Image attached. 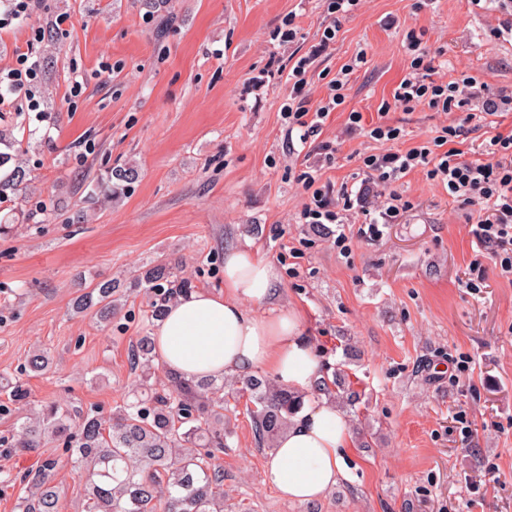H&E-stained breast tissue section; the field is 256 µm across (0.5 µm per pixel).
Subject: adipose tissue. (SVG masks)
<instances>
[{
    "label": "adipose tissue",
    "mask_w": 512,
    "mask_h": 512,
    "mask_svg": "<svg viewBox=\"0 0 512 512\" xmlns=\"http://www.w3.org/2000/svg\"><path fill=\"white\" fill-rule=\"evenodd\" d=\"M275 267L251 246L224 254V290L180 297L154 329L159 366L188 378L247 376L263 370L305 393L302 409L269 451L263 481L288 500L323 499L347 477L352 435L343 409L312 397L320 363L295 309L257 314L280 292Z\"/></svg>",
    "instance_id": "ef3b65f1"
}]
</instances>
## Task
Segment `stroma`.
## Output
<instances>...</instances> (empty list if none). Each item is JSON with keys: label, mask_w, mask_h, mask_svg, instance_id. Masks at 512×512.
I'll use <instances>...</instances> for the list:
<instances>
[{"label": "stroma", "mask_w": 512, "mask_h": 512, "mask_svg": "<svg viewBox=\"0 0 512 512\" xmlns=\"http://www.w3.org/2000/svg\"><path fill=\"white\" fill-rule=\"evenodd\" d=\"M289 19L296 39L275 40ZM509 20L512 0H360L311 67L316 103L344 64L367 58L324 122L334 152L322 183L359 189L360 153L381 149L346 133L348 111L369 127L390 104L401 151L480 112L477 97L463 112L392 107L408 36L433 55L435 79L468 74L512 95V36L499 32ZM327 23L323 0H164L156 15L138 0H40L0 29V74L22 53L40 65L39 112L10 94L0 105V128L25 141L18 158L30 174L26 198L0 205L19 217L0 238V378L29 393L0 416V441L15 439L34 405L109 416L132 393L129 355L149 329L137 270L170 263L193 288L217 290L225 250L249 242L281 280L257 313H302L315 353L343 366L361 395L346 410L358 431L348 480L322 500L291 502L264 483L267 451L236 412L217 461L224 512H512V283L490 265L484 288L466 287L481 253L467 228L474 207L419 169L394 184L411 209L373 237L359 235L364 218L352 212L320 234L296 221L307 147L292 143L282 110L293 63ZM260 74L266 83L253 87ZM117 167L138 180L91 195ZM100 275L123 284L106 324L71 312L76 280ZM38 350L52 358L47 372L28 368ZM49 456L60 460L59 512H82L86 476L53 443L0 457V512H18L26 474Z\"/></svg>", "instance_id": "1"}]
</instances>
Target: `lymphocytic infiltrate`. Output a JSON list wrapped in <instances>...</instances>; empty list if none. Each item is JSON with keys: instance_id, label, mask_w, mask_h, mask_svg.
Returning <instances> with one entry per match:
<instances>
[{"instance_id": "lymphocytic-infiltrate-1", "label": "lymphocytic infiltrate", "mask_w": 512, "mask_h": 512, "mask_svg": "<svg viewBox=\"0 0 512 512\" xmlns=\"http://www.w3.org/2000/svg\"><path fill=\"white\" fill-rule=\"evenodd\" d=\"M413 54L408 71L394 90L393 102L405 112L425 106L439 112L463 109L474 94L477 81L463 75L449 81L432 78L433 61L418 40H410ZM314 55L295 60L288 108L284 114L289 126L303 130V140H312L317 150L331 151L330 142L321 140L322 125L330 112L346 102L348 76L353 64L366 61L357 53L353 64L343 65L336 77L327 84V95L318 104H311L309 78ZM461 129L446 125L435 136L419 145L401 151H382L363 155L362 168L370 181L357 192H342L332 197L329 186L320 184L317 175L303 172L302 185L308 195L298 213L302 224H339L344 212L366 203L376 184H389L402 175L423 169L427 179L442 186L449 197L476 207L475 222L469 232L476 243L490 255L495 269L503 278L512 281V134L494 135L484 143V158L466 159L453 141Z\"/></svg>"}]
</instances>
